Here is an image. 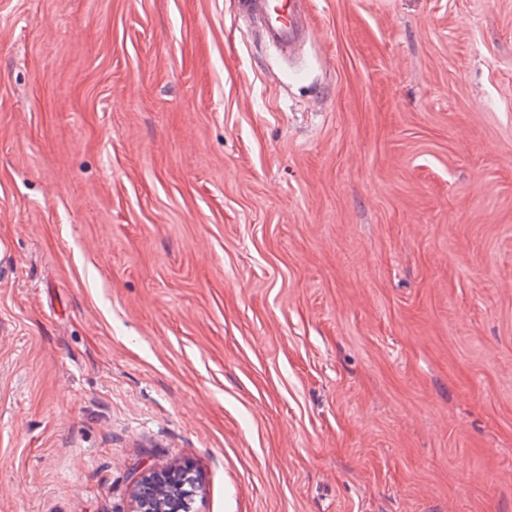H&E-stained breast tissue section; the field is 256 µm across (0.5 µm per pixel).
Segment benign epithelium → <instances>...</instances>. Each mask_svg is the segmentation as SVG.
Segmentation results:
<instances>
[{
    "label": "benign epithelium",
    "mask_w": 512,
    "mask_h": 512,
    "mask_svg": "<svg viewBox=\"0 0 512 512\" xmlns=\"http://www.w3.org/2000/svg\"><path fill=\"white\" fill-rule=\"evenodd\" d=\"M189 473L181 465L145 471L133 483L130 512H181L179 491Z\"/></svg>",
    "instance_id": "benign-epithelium-1"
}]
</instances>
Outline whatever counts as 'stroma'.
<instances>
[{"label": "stroma", "instance_id": "1", "mask_svg": "<svg viewBox=\"0 0 512 512\" xmlns=\"http://www.w3.org/2000/svg\"><path fill=\"white\" fill-rule=\"evenodd\" d=\"M0 0V512H512V0ZM237 14L265 43L282 50L317 37L306 0H237ZM189 473L190 466L181 465L145 471L133 483L130 512H180L179 491Z\"/></svg>", "mask_w": 512, "mask_h": 512}]
</instances>
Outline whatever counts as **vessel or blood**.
<instances>
[{"label": "vessel or blood", "instance_id": "vessel-or-blood-1", "mask_svg": "<svg viewBox=\"0 0 512 512\" xmlns=\"http://www.w3.org/2000/svg\"><path fill=\"white\" fill-rule=\"evenodd\" d=\"M237 14L265 43L283 50L317 37L306 0H237Z\"/></svg>", "mask_w": 512, "mask_h": 512}]
</instances>
